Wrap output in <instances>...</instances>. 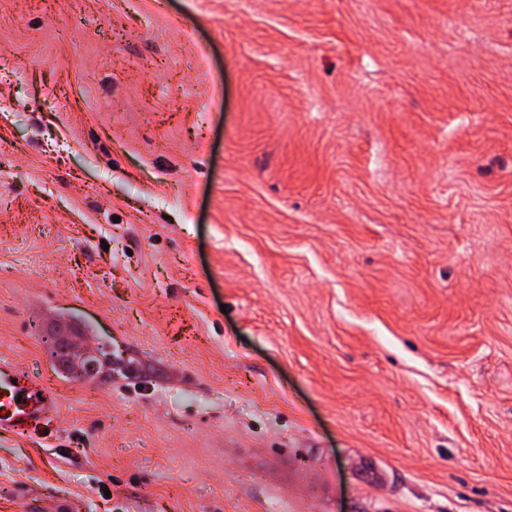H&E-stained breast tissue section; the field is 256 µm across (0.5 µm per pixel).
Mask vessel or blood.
<instances>
[{
    "mask_svg": "<svg viewBox=\"0 0 512 512\" xmlns=\"http://www.w3.org/2000/svg\"><path fill=\"white\" fill-rule=\"evenodd\" d=\"M57 409L53 392L25 373L0 365V430L29 436L47 424Z\"/></svg>",
    "mask_w": 512,
    "mask_h": 512,
    "instance_id": "vessel-or-blood-1",
    "label": "vessel or blood"
}]
</instances>
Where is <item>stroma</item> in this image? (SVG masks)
<instances>
[{"instance_id":"obj_1","label":"stroma","mask_w":512,"mask_h":512,"mask_svg":"<svg viewBox=\"0 0 512 512\" xmlns=\"http://www.w3.org/2000/svg\"><path fill=\"white\" fill-rule=\"evenodd\" d=\"M1 362L0 512H512V0H0ZM49 339L54 347H61L67 354L69 371L75 380H84L97 371L100 359L98 346L84 343L82 336L62 327L52 329ZM18 395L22 396L18 400ZM58 405L54 393L38 386L24 372L0 365V430L29 436L47 424ZM1 411H5L1 416Z\"/></svg>"}]
</instances>
